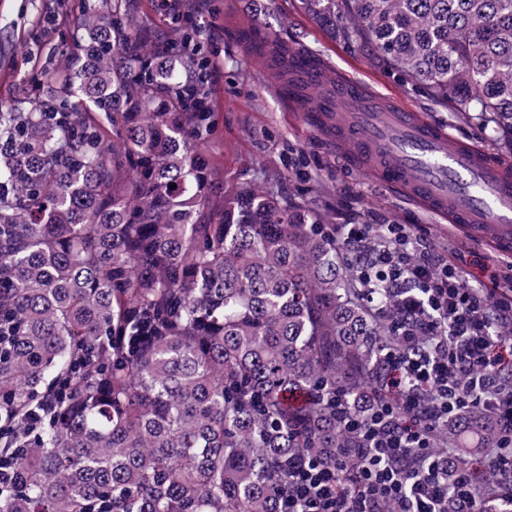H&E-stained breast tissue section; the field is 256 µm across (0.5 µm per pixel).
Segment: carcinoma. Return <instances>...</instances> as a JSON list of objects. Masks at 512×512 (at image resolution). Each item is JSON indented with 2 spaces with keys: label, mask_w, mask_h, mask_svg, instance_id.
I'll return each instance as SVG.
<instances>
[{
  "label": "carcinoma",
  "mask_w": 512,
  "mask_h": 512,
  "mask_svg": "<svg viewBox=\"0 0 512 512\" xmlns=\"http://www.w3.org/2000/svg\"><path fill=\"white\" fill-rule=\"evenodd\" d=\"M331 36L512 139V0H299ZM176 0H84L73 45L0 108V512H280L288 457L350 458L388 342L323 225L198 149L209 64ZM175 58L193 77L169 76ZM176 188H171V185ZM46 407L24 436L27 412ZM455 464L496 443L470 411ZM143 18L153 28L167 29L170 17L161 7V0H141Z\"/></svg>",
  "instance_id": "cac0c4a2"
}]
</instances>
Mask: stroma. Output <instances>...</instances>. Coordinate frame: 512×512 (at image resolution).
I'll list each match as a JSON object with an SVG mask.
<instances>
[{
    "label": "stroma",
    "mask_w": 512,
    "mask_h": 512,
    "mask_svg": "<svg viewBox=\"0 0 512 512\" xmlns=\"http://www.w3.org/2000/svg\"><path fill=\"white\" fill-rule=\"evenodd\" d=\"M269 33L303 46L330 69L346 73L402 103L459 140L480 146L512 163V144L495 140L490 129L452 109L430 101L426 93L374 67L358 48L333 40L309 21L295 0H201L196 18L213 62L210 107L215 130L203 150L217 164L220 187L240 182L265 185L266 172L284 175L288 196H305L336 223L355 218L372 223L384 216L413 224L438 250L473 259L486 256L500 266L502 252L485 239L459 234L455 225L433 212L409 204L381 187L352 162L338 156L317 128L291 112L277 95L269 71L240 45L228 21L230 9ZM82 12L81 0H0V107L21 101L27 84L42 70L55 48L69 37Z\"/></svg>",
    "instance_id": "obj_1"
}]
</instances>
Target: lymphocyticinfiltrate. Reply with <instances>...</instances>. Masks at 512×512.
<instances>
[{"instance_id":"lymphocytic-infiltrate-1","label":"lymphocytic infiltrate","mask_w":512,"mask_h":512,"mask_svg":"<svg viewBox=\"0 0 512 512\" xmlns=\"http://www.w3.org/2000/svg\"><path fill=\"white\" fill-rule=\"evenodd\" d=\"M350 263L362 302L388 321L394 344L383 349L384 378L371 413L340 415L360 445L358 464L326 463L302 454L288 463L280 512H483L478 483L494 481L512 498V278L491 274L476 287L464 258H449L409 224H331ZM487 413L497 441L448 481L452 448L436 445L450 417Z\"/></svg>"}]
</instances>
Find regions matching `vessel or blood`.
Returning <instances> with one entry per match:
<instances>
[{"instance_id":"obj_1","label":"vessel or blood","mask_w":512,"mask_h":512,"mask_svg":"<svg viewBox=\"0 0 512 512\" xmlns=\"http://www.w3.org/2000/svg\"><path fill=\"white\" fill-rule=\"evenodd\" d=\"M248 50L269 46L256 24L239 27ZM289 77L309 83L312 100L302 118L320 128L337 152L363 160L388 190L434 209L461 233L512 245V164L456 141L420 113L388 105L369 86L329 70L296 48L277 53Z\"/></svg>"}]
</instances>
